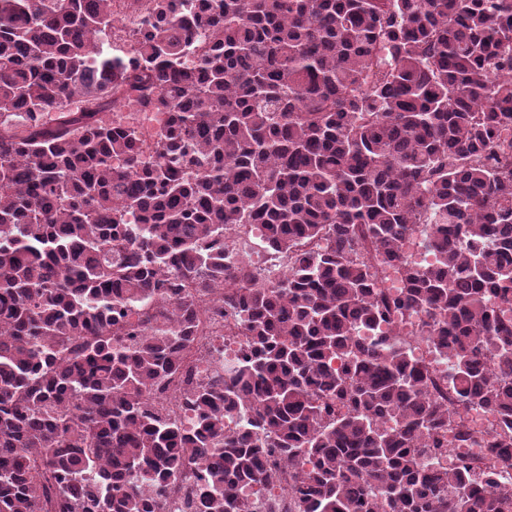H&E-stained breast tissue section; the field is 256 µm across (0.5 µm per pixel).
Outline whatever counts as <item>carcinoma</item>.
Segmentation results:
<instances>
[{
	"label": "carcinoma",
	"mask_w": 512,
	"mask_h": 512,
	"mask_svg": "<svg viewBox=\"0 0 512 512\" xmlns=\"http://www.w3.org/2000/svg\"><path fill=\"white\" fill-rule=\"evenodd\" d=\"M112 2L0 0V512H160L194 464L207 512H250L271 448L296 512H512V0H130L120 51ZM127 99L156 141L108 121ZM237 224L291 256L277 284L228 263ZM226 280L248 353L187 432L146 403ZM411 313L449 392L357 335ZM474 405L503 437L432 467ZM424 226H415L411 235L406 239L402 247L403 257L411 263L423 264L430 259L427 248V239L423 232ZM488 453V448L484 444L470 445L468 448H455L450 453L445 452L440 455L437 463L444 468H452L458 465L463 460H471L474 458L485 457Z\"/></svg>",
	"instance_id": "1"
}]
</instances>
